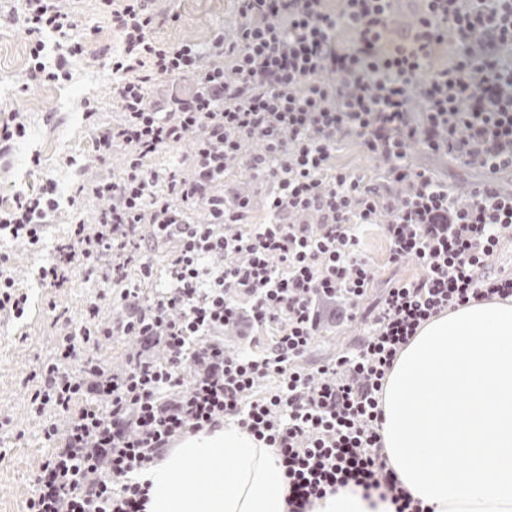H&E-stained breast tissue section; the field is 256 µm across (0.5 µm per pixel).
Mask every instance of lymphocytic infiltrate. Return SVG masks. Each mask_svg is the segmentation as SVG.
I'll return each mask as SVG.
<instances>
[{"mask_svg":"<svg viewBox=\"0 0 512 512\" xmlns=\"http://www.w3.org/2000/svg\"><path fill=\"white\" fill-rule=\"evenodd\" d=\"M99 2L120 49L112 121L92 134L82 166L94 172L118 155L122 175L94 172L79 186L107 206L72 222L37 271L46 290L81 271L97 291L34 372L30 410L45 418L53 450L28 512H145L138 473L228 418L277 450L287 512L351 484L383 490L395 512H424L386 463L379 394L422 323L512 298V276L489 270L512 239V190L499 182L512 170V0H236V26L203 44L158 39L156 0ZM22 14L27 34L60 36L51 68L35 43L29 80L67 79L84 53L68 38L79 26L71 0H23ZM189 133L191 153L157 167ZM350 143L377 159L373 176L337 165ZM414 148L480 179L456 192L408 164ZM239 165L247 181L269 183L268 217L230 235L251 211L246 189L224 188ZM63 218L55 183L14 194L0 202V240L40 250ZM360 224L383 225L393 260L415 258L423 274L384 289L362 344L306 368L321 302L339 300L355 318L375 281ZM149 236L173 245L160 284L144 254ZM107 305L124 317L101 321ZM29 309L0 249V317ZM244 317L258 330L278 325L263 354H225V327ZM115 336L163 341L167 359L139 353L112 372L92 351ZM270 376L278 387L254 396Z\"/></svg>","mask_w":512,"mask_h":512,"instance_id":"lymphocytic-infiltrate-1","label":"lymphocytic infiltrate"}]
</instances>
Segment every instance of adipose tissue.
<instances>
[{
  "label": "adipose tissue",
  "mask_w": 512,
  "mask_h": 512,
  "mask_svg": "<svg viewBox=\"0 0 512 512\" xmlns=\"http://www.w3.org/2000/svg\"><path fill=\"white\" fill-rule=\"evenodd\" d=\"M380 399L388 464L428 512H512V300H473L426 321ZM141 478L151 484L146 512H285L274 449L230 419L189 437ZM313 512L394 507L348 486Z\"/></svg>",
  "instance_id": "adipose-tissue-1"
}]
</instances>
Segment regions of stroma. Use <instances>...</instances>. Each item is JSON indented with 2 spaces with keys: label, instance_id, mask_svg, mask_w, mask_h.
I'll return each instance as SVG.
<instances>
[{
  "label": "stroma",
  "instance_id": "stroma-1",
  "mask_svg": "<svg viewBox=\"0 0 512 512\" xmlns=\"http://www.w3.org/2000/svg\"><path fill=\"white\" fill-rule=\"evenodd\" d=\"M81 26L75 34L88 52L97 53L95 67L83 58H74L71 77L65 82L35 84L27 82L31 44L19 27L0 28V89L8 100L0 102V121L10 113L23 112L30 119L29 135L19 143L12 159V169L0 179V201L16 192L38 193L46 182H54L62 203L72 206L75 217L90 221L103 209L100 201L80 199L81 182L78 162L91 145L89 127L76 103L89 98L101 99L112 88L109 60L103 49L116 45L111 26L104 21L95 0H77L75 5ZM176 20L167 21L156 30L159 38L169 41L196 40L208 31L235 26L237 15L233 0H174ZM67 225L49 230L41 250H31L22 242L11 243L13 273L29 295L30 312L26 320L0 319V417L8 424L0 428V512H27L34 494V476L51 447L42 435L43 423L32 416L29 398L36 383L34 369L49 360L57 338L56 329L46 316L47 300H55L68 318L79 320L93 283L77 276L69 287L54 295L40 288L36 273L51 259L57 239L66 235ZM363 253L373 264L377 281L359 301L361 313H368L379 302L387 283L396 279H415L421 269L415 260L393 263L390 245L379 225L365 224L358 229ZM363 322H355L320 331L315 336L304 362L315 366L352 348L364 336Z\"/></svg>",
  "mask_w": 512,
  "mask_h": 512
}]
</instances>
